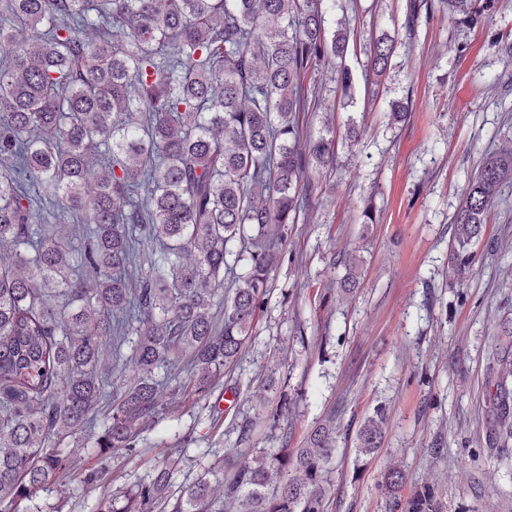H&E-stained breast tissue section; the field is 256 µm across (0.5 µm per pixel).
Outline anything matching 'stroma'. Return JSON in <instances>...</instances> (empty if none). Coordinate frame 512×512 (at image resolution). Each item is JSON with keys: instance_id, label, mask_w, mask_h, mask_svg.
<instances>
[{"instance_id": "stroma-1", "label": "stroma", "mask_w": 512, "mask_h": 512, "mask_svg": "<svg viewBox=\"0 0 512 512\" xmlns=\"http://www.w3.org/2000/svg\"><path fill=\"white\" fill-rule=\"evenodd\" d=\"M407 0H343L328 31L349 35L351 95L338 66L308 74L320 102L307 133L335 143L314 169L317 189L282 238L285 263L269 280L254 336L230 374L205 399L177 398L171 418L143 430L135 455L107 454L85 434L64 438L73 460L65 484L49 485L30 512H122L128 491L150 482L162 451L178 448L175 486L205 478L221 495L224 453L242 457L289 445L331 421L326 512H393L379 490L391 467L407 490L433 485L443 512H512V447L491 441L498 356L512 354V183L504 184L483 236L471 250L473 276L458 284L449 251L453 216L483 157L512 150V0H496L484 25L451 22L431 0L414 34ZM396 40L390 69L375 81L365 51ZM410 98L405 121L391 101ZM356 272L353 290L341 288ZM290 410V439L272 415ZM383 408L381 446L358 456L357 432ZM249 425L246 440L239 428ZM104 469L107 482L92 480Z\"/></svg>"}]
</instances>
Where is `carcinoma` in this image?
Listing matches in <instances>:
<instances>
[{"mask_svg": "<svg viewBox=\"0 0 512 512\" xmlns=\"http://www.w3.org/2000/svg\"><path fill=\"white\" fill-rule=\"evenodd\" d=\"M495 0H447L476 27ZM336 0H4L0 6V507L62 482L52 442L91 432L112 386L100 448L136 452L176 395L205 396L252 336L286 226L312 196L309 170L333 161L311 139L308 72L343 60L327 35ZM428 0H409L414 33ZM395 40L367 67L382 76ZM512 153L487 154L453 217V273L474 270ZM246 270L237 272L241 261ZM136 378L124 383L128 364ZM498 431L512 439V356L497 360ZM384 413L357 452L374 453ZM332 427L305 447L231 466L236 512H324ZM303 478L284 480L288 469ZM160 468L126 512H216L207 480L172 492ZM390 494L404 473L384 477ZM401 512H441L435 489Z\"/></svg>", "mask_w": 512, "mask_h": 512, "instance_id": "obj_1", "label": "carcinoma"}]
</instances>
